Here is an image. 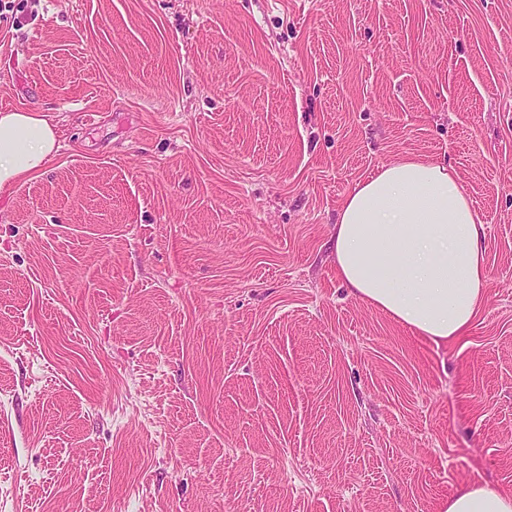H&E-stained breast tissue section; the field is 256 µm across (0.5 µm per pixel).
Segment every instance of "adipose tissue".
Here are the masks:
<instances>
[{
  "mask_svg": "<svg viewBox=\"0 0 512 512\" xmlns=\"http://www.w3.org/2000/svg\"><path fill=\"white\" fill-rule=\"evenodd\" d=\"M59 149L45 114L0 112V193L44 168ZM485 225L446 164L408 157L353 186L332 236L336 275L356 299L412 335L465 336L485 298ZM440 512H512V493L458 488Z\"/></svg>",
  "mask_w": 512,
  "mask_h": 512,
  "instance_id": "adipose-tissue-1",
  "label": "adipose tissue"
}]
</instances>
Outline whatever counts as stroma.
<instances>
[{
	"label": "stroma",
	"instance_id": "35a3bbf8",
	"mask_svg": "<svg viewBox=\"0 0 512 512\" xmlns=\"http://www.w3.org/2000/svg\"><path fill=\"white\" fill-rule=\"evenodd\" d=\"M0 512H438L512 492V0H0ZM448 164L489 282L435 344L350 297V189ZM46 114L24 109L0 112V193L44 168L60 148ZM440 512H512V493L487 483L458 488L442 501Z\"/></svg>",
	"mask_w": 512,
	"mask_h": 512
}]
</instances>
